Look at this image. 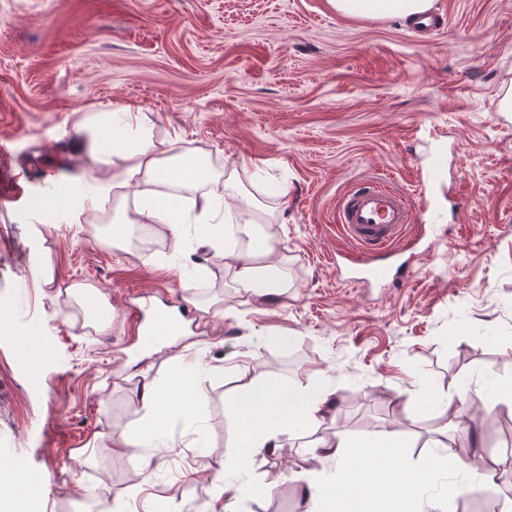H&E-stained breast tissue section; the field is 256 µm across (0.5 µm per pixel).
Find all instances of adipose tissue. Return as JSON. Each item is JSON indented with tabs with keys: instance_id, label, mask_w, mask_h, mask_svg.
<instances>
[{
	"instance_id": "1",
	"label": "adipose tissue",
	"mask_w": 512,
	"mask_h": 512,
	"mask_svg": "<svg viewBox=\"0 0 512 512\" xmlns=\"http://www.w3.org/2000/svg\"><path fill=\"white\" fill-rule=\"evenodd\" d=\"M340 14L347 16H403L414 17L431 9L433 0H331ZM120 134L109 143L92 142L89 154L94 163L109 164L112 156H122L123 170L112 179L99 183L98 194L86 197L87 208H96L102 199L116 196L115 215L107 229L113 245L127 244L134 224H161L170 235L173 245H180L190 223H236L237 231L246 236L242 245H225L223 238L205 235V245L223 249L224 262L234 270V286L238 292L264 299L286 292L288 280L283 272L284 257L268 232L276 223L268 203L253 196L241 183L237 170H217L203 155L192 154L182 148L181 136H173L171 153L161 157L154 154L149 140V129L141 109L134 105L121 111L118 121ZM150 182L165 188L167 195L177 201V208L159 205L158 194L129 199L128 188L139 182ZM223 184L225 190L236 196L238 207L218 203L206 192V185ZM181 392L158 386L149 381L143 384L140 399L146 416L125 441L132 451L150 447L168 412L193 413L206 402L204 386L197 378V362L187 354L176 357ZM234 389L224 400V415L238 427L239 451L227 457L224 469L246 472L252 456L260 450H274L282 437H295L307 426L318 422L331 392L319 382L299 384L282 391L249 365L236 366L233 372ZM360 448L362 460L383 462L386 471L372 472L371 481L388 476L392 479L390 499H380L368 490L350 498L346 512H396L398 504L413 502L422 488L423 472L419 469L398 467L399 444L396 439L368 436L350 442L342 433H334L324 444V453L340 458L350 445Z\"/></svg>"
}]
</instances>
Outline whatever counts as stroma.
Returning <instances> with one entry per match:
<instances>
[{
    "label": "stroma",
    "instance_id": "35a3bbf8",
    "mask_svg": "<svg viewBox=\"0 0 512 512\" xmlns=\"http://www.w3.org/2000/svg\"><path fill=\"white\" fill-rule=\"evenodd\" d=\"M433 11L444 27L419 38L404 18L343 16L329 0H0V190L28 177L21 202L0 205V449L26 464L0 480L46 474L41 512H97L136 484L154 494V512H209L211 474L235 452L224 399L240 362L283 389L325 383L336 405L276 453L253 456L254 490L236 496V512H286L275 501L283 490L304 512L290 471L355 489V453L338 462L318 449L337 431L397 437L407 468L435 459L412 508L457 512L448 487L469 479L439 458L442 420L418 397L425 384L471 419L480 454L512 480V448L488 435L500 414L512 417L498 409L512 386V112L497 107L512 84V0H435ZM129 104L157 155L177 134L214 168H237L256 196L284 189L269 230L286 293L236 292L198 225L176 249L161 225L139 224L115 249L100 241L111 208L75 217L43 207L61 187L76 202L94 192L74 146L111 136L112 123L92 127L89 116ZM435 169L446 229L406 228L425 251L407 285H344L340 195L387 177L415 206L412 185ZM79 283L111 306L108 329L69 295ZM145 292L193 310L162 349L128 335L122 302ZM213 299L222 313L204 314ZM181 352L220 367L204 378L207 403L169 414L163 446L132 454L123 443L143 414L136 392L147 378L168 386ZM465 382L485 403L461 404ZM194 439L182 455L166 450Z\"/></svg>",
    "mask_w": 512,
    "mask_h": 512
}]
</instances>
